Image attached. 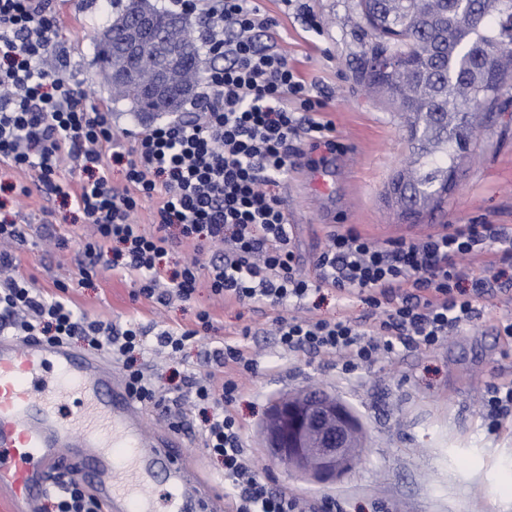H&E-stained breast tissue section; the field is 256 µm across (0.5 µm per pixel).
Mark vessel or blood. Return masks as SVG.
<instances>
[{
    "instance_id": "1",
    "label": "vessel or blood",
    "mask_w": 512,
    "mask_h": 512,
    "mask_svg": "<svg viewBox=\"0 0 512 512\" xmlns=\"http://www.w3.org/2000/svg\"><path fill=\"white\" fill-rule=\"evenodd\" d=\"M179 433L147 413L106 358L37 336L0 332V494L13 512H40L54 478H78L103 512H210L212 500L180 450Z\"/></svg>"
}]
</instances>
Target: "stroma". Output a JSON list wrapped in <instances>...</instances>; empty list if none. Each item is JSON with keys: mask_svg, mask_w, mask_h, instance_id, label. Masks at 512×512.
Returning <instances> with one entry per match:
<instances>
[{"mask_svg": "<svg viewBox=\"0 0 512 512\" xmlns=\"http://www.w3.org/2000/svg\"><path fill=\"white\" fill-rule=\"evenodd\" d=\"M358 2L307 0L322 24L318 33L280 0L261 2L278 20L271 38L320 93L326 103L320 116L335 127L332 152L298 138L294 163L279 186L296 251L311 259L337 228L382 242L415 238L446 224L512 225V84L477 130L474 152L444 202L415 219L401 215L388 184L410 161L411 149L398 114L365 86L373 40L358 17ZM55 8L65 23L61 37L77 79L98 85L96 104L111 111L114 126L131 127L133 115L103 89L94 64L93 36L112 12L110 0H79L72 7L56 0ZM317 171L328 174L327 191L313 187ZM11 178L30 190L19 201L12 192L0 191V201L7 212L18 213L25 227L27 241L14 254L19 273L35 287L50 290L55 281L69 282L75 307L117 323L136 316L176 328L191 324L195 312L205 308L217 322L218 338L235 339L239 329L252 326L255 335L247 345L257 353L258 374L235 413L255 468L271 487L306 500L335 499L341 512H512V416L492 430L480 406L486 382L512 377V342L492 323L493 317L512 314V292L480 299L489 321L453 332L442 348L403 351L373 368L348 373L333 358L284 352L271 333L276 312L270 308L227 305L205 288L192 301L161 308L133 300L132 283L106 267L90 282L75 283L89 226L73 220L70 208L48 194L34 174L15 172ZM313 390L346 405L362 429L361 461L336 479L289 472L270 458L266 427L274 404ZM199 427V417H192L184 434L187 458L221 498L222 465L203 452Z\"/></svg>", "mask_w": 512, "mask_h": 512, "instance_id": "stroma-1", "label": "stroma"}]
</instances>
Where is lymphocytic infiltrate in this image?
Here are the masks:
<instances>
[{
  "label": "lymphocytic infiltrate",
  "mask_w": 512,
  "mask_h": 512,
  "mask_svg": "<svg viewBox=\"0 0 512 512\" xmlns=\"http://www.w3.org/2000/svg\"><path fill=\"white\" fill-rule=\"evenodd\" d=\"M194 18L198 39L215 64L203 72L186 112L133 132L130 150L116 148L109 111L89 106L92 89L69 73L59 35L61 20L50 0H0V159L34 172L47 192L70 202L93 224L77 260V280L112 266L129 277L133 300L156 305L191 301L208 288L225 303L278 309L280 347L294 355L336 358L349 370L369 369L400 349L433 350L451 333L480 318L477 302L512 284L493 275L496 261L512 259V225H446L416 239L378 242L351 229L329 233L326 246L303 269L292 226L277 193L288 172L293 143L307 137L335 150L332 122L319 118L322 98L276 46L258 42L276 27L258 0H169ZM74 162L83 177L62 175ZM123 168L124 186L111 167ZM154 201L152 222L135 219ZM196 256L163 266L174 244ZM210 254L200 263L201 254ZM0 252V329L50 341L81 338L117 358L131 395L187 431V409L201 417V444L224 466L230 512H303L296 495L258 475L244 448L234 406L258 360L236 341L205 351V378L187 373L182 387L161 390L143 356L148 349L171 357L215 336L211 313L192 325L167 328L130 318L125 323L89 318L72 308L69 286L34 287ZM334 292L346 313L337 319L302 316L310 300ZM364 306L352 314L354 302ZM46 499L52 512H102L75 478L62 475Z\"/></svg>",
  "instance_id": "lymphocytic-infiltrate-1"
}]
</instances>
